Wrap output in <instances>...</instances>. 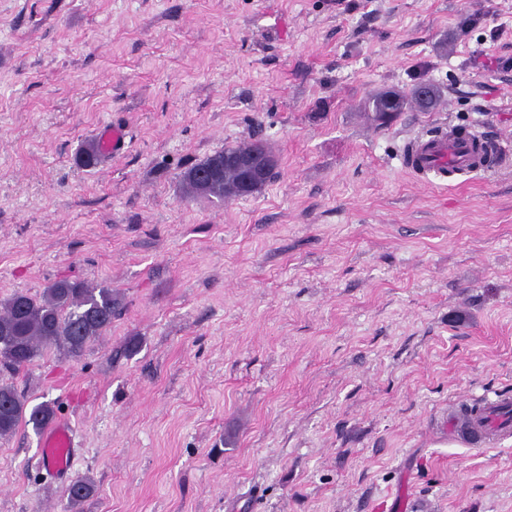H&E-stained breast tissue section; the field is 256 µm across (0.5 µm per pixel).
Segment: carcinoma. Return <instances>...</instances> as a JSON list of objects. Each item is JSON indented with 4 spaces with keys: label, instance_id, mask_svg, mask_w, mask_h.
Listing matches in <instances>:
<instances>
[{
    "label": "carcinoma",
    "instance_id": "obj_1",
    "mask_svg": "<svg viewBox=\"0 0 512 512\" xmlns=\"http://www.w3.org/2000/svg\"><path fill=\"white\" fill-rule=\"evenodd\" d=\"M419 86L410 94L381 90L368 97L375 119L389 112H402L416 101ZM256 147L268 151L259 141L240 142L218 151L182 174V182L192 195L199 194L195 176L224 159L226 152L250 151ZM237 174L222 172L209 186L204 197L222 201L237 196ZM122 305L108 286H91L78 279L62 278L45 288L41 298L17 292L7 300L0 312V368L17 373L42 357L49 346L62 349L73 358L83 355L87 344L112 328V319ZM54 407L49 403L28 406L15 387L0 382V438L13 435L22 423L40 431L53 420ZM95 491L92 479L74 482L69 496L74 502L89 497Z\"/></svg>",
    "mask_w": 512,
    "mask_h": 512
}]
</instances>
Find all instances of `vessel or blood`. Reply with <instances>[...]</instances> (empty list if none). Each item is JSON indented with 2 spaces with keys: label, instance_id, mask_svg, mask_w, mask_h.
Instances as JSON below:
<instances>
[{
  "label": "vessel or blood",
  "instance_id": "obj_1",
  "mask_svg": "<svg viewBox=\"0 0 512 512\" xmlns=\"http://www.w3.org/2000/svg\"><path fill=\"white\" fill-rule=\"evenodd\" d=\"M482 140L474 132H458L448 128L425 139L410 142L403 154L402 163L415 173L432 179L446 176L448 169L475 173L483 168L476 151ZM103 153H116L123 149L124 131L112 125L98 135ZM460 439L482 445L493 442L500 434L512 431V398L503 395L484 398L476 412L453 407L448 415ZM42 460L47 476L54 482L68 480L78 454L74 428L68 420L58 418L47 425L41 436Z\"/></svg>",
  "mask_w": 512,
  "mask_h": 512
}]
</instances>
